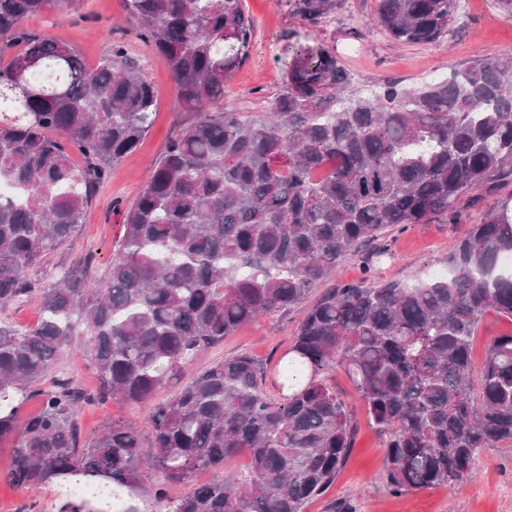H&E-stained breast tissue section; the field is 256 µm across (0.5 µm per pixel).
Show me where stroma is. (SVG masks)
Wrapping results in <instances>:
<instances>
[{"label":"stroma","instance_id":"35a3bbf8","mask_svg":"<svg viewBox=\"0 0 512 512\" xmlns=\"http://www.w3.org/2000/svg\"><path fill=\"white\" fill-rule=\"evenodd\" d=\"M255 33L247 63L224 91L223 105L249 116L267 110L288 56L284 52L288 31H296L300 42L324 41L335 45L355 84L371 93L384 81L405 87L448 74L450 69L471 59L512 57V20L500 12L496 0H459L454 36L435 45H402L382 31L376 0H346L342 10L320 27H301L289 17L280 0H244ZM29 34L53 36L70 43L89 65H97L113 41L127 43L156 87L153 123L138 147L112 168L108 183L93 196L76 235L53 251L38 275H54L91 256L84 277L97 287L111 263L123 235L122 216L142 191L150 167L159 160L168 141L192 121L193 110L180 103L166 60L147 42L129 33L123 0H69L61 10H48L22 23ZM512 195V181L493 180L481 190L464 194L454 216L436 214L424 223L388 228L379 245L386 254L372 271H365L357 257L337 268L332 281L413 283L445 271L449 245L465 236L485 210ZM307 311L306 305L267 314L248 322L216 347L200 353L185 374L169 379L145 402L117 404L109 400L86 406L78 416L83 436H91L108 425H133L141 452L155 453L151 433L152 409L165 401L186 381L188 374L212 362L238 354H249L265 368L264 388L281 399L285 389L278 385V369ZM322 381L346 403L355 427L353 448L335 482L321 497L309 502L305 512H512V444L483 449L469 474L453 486L391 493L384 475L387 458L383 439L373 429L366 404L352 381L341 369L321 375ZM12 445L0 443V512H27L35 502L54 500L52 486L20 490L5 480Z\"/></svg>","mask_w":512,"mask_h":512}]
</instances>
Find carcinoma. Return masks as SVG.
<instances>
[{"instance_id": "obj_1", "label": "carcinoma", "mask_w": 512, "mask_h": 512, "mask_svg": "<svg viewBox=\"0 0 512 512\" xmlns=\"http://www.w3.org/2000/svg\"><path fill=\"white\" fill-rule=\"evenodd\" d=\"M244 0H124L136 38L169 62L179 101L196 117L171 139L124 215V233L99 287L63 272H32L76 232L112 164L148 132L156 91L112 43L95 67L51 36L21 27L68 0H0V308L34 302L41 321H0V441L13 442L5 479L18 489L75 476L101 485L118 512H141L142 459L134 428L82 440L77 416L95 395L58 375L77 348L98 396L149 398L201 352L260 315L296 306L386 228L450 214L460 197L512 165V61L478 57L414 88L365 94L322 42L296 43L268 111L212 109L248 61L254 34ZM319 26L345 0H280ZM458 0H377L378 22L403 45L452 32ZM211 109H205V106ZM83 156L76 168L71 153ZM512 195L448 247V275L414 285L340 283L309 307L282 365L308 381L282 400L260 386L248 355L189 377L151 417L154 465L170 483L215 478L164 512H303L334 482L351 448L345 402L317 376L353 381L385 436L386 486L455 485L478 453L512 443V333L488 344L479 372L472 344L490 311L512 321ZM49 382L46 388L40 387ZM41 395L25 421L23 402ZM240 453L250 477L224 474ZM85 501L39 512H84Z\"/></svg>"}]
</instances>
